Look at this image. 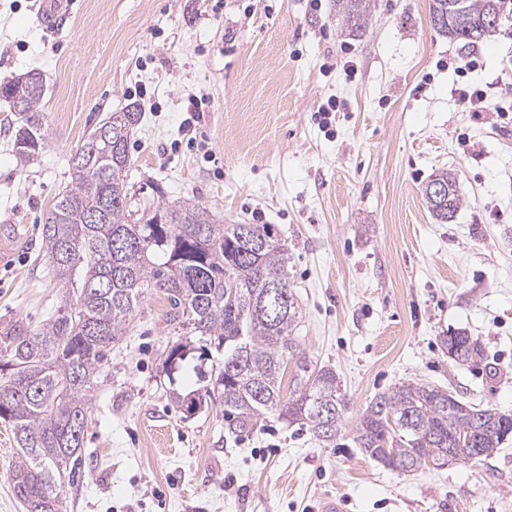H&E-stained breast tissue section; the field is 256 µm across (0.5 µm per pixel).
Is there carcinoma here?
<instances>
[{
  "label": "carcinoma",
  "instance_id": "1",
  "mask_svg": "<svg viewBox=\"0 0 512 512\" xmlns=\"http://www.w3.org/2000/svg\"><path fill=\"white\" fill-rule=\"evenodd\" d=\"M504 0H463L464 19L448 13V0H431L435 32L465 46L483 40L504 18ZM342 22L363 33L370 0H336ZM42 73L1 84L0 97L14 112L13 152L23 166L46 144L40 104ZM123 117L110 113L88 134L79 157L70 159V181L44 217L43 249L61 288L56 313L37 330L20 318L0 319V420L11 425L18 445L11 483L26 512H62L61 487L73 480L83 453L84 428L92 413L94 379L112 344L119 341L150 290L167 296L169 324L199 337L194 367L204 383L196 396L172 393L192 416L204 398L218 396L229 428L244 432L270 412L305 425L330 443L341 434L349 402L330 368L313 366L299 348L294 289L275 296L267 284L290 280L288 247L273 224H218L206 207L153 190L156 205H133L135 161L130 133L141 121L139 105ZM431 180L448 184L452 209L444 216L423 189L433 217L444 223L462 206L455 175L442 170ZM162 223H152L155 216ZM224 351L208 370V346ZM454 362L483 358L465 331L445 340ZM297 373L288 396L281 392L286 365ZM512 435V415L462 402L419 383H402L378 394L353 428L366 455L394 471H413L449 455L476 463Z\"/></svg>",
  "mask_w": 512,
  "mask_h": 512
}]
</instances>
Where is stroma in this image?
<instances>
[{
    "instance_id": "obj_1",
    "label": "stroma",
    "mask_w": 512,
    "mask_h": 512,
    "mask_svg": "<svg viewBox=\"0 0 512 512\" xmlns=\"http://www.w3.org/2000/svg\"><path fill=\"white\" fill-rule=\"evenodd\" d=\"M371 4L352 36L335 0H76L54 37L33 22L34 0H0V82L46 75L48 134L20 166L0 99V237H17L0 260V316L36 329L54 314L43 216L89 132L136 101L138 205L152 204L154 180L217 223L277 225L300 348L349 401L332 444L274 413L233 435L216 397L183 417L170 393L198 389L195 361L168 373L184 336L148 292L103 365L65 512H321L327 496L342 512H512L511 437L484 461L409 473L353 441L373 398L402 382L512 414V17L470 51L433 30L430 0ZM489 84L503 90L498 110L459 95ZM194 97L203 112L187 136ZM442 169L463 199L445 223L423 196ZM458 330L478 340L481 362L449 358L442 339ZM16 448L0 421V512H25L10 482Z\"/></svg>"
}]
</instances>
